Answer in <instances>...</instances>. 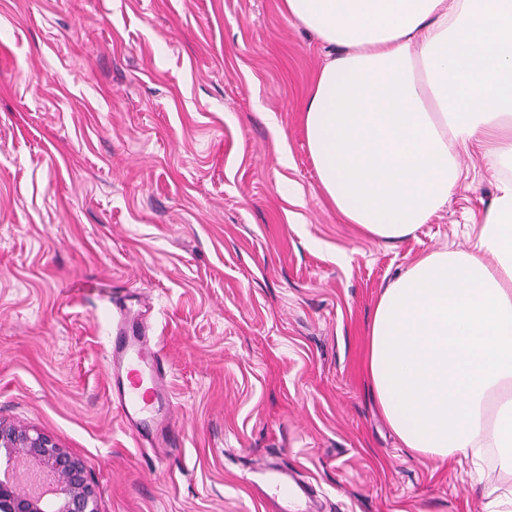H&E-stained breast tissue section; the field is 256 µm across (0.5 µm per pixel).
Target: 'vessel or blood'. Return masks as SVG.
Wrapping results in <instances>:
<instances>
[{
  "mask_svg": "<svg viewBox=\"0 0 512 512\" xmlns=\"http://www.w3.org/2000/svg\"><path fill=\"white\" fill-rule=\"evenodd\" d=\"M113 402L123 418L136 427L165 428L163 410L169 406L168 367L136 326L119 321L112 341ZM288 471L268 467L267 490L280 501L288 499Z\"/></svg>",
  "mask_w": 512,
  "mask_h": 512,
  "instance_id": "vessel-or-blood-1",
  "label": "vessel or blood"
}]
</instances>
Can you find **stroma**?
<instances>
[{
    "instance_id": "obj_1",
    "label": "stroma",
    "mask_w": 512,
    "mask_h": 512,
    "mask_svg": "<svg viewBox=\"0 0 512 512\" xmlns=\"http://www.w3.org/2000/svg\"><path fill=\"white\" fill-rule=\"evenodd\" d=\"M328 49L283 0H0V419L82 457L100 512H488L483 474L404 448L366 384L375 301L466 247L496 191L479 153L402 241L358 234L301 106ZM149 305L169 447L112 404L113 295ZM266 471L265 485L268 491L277 497L285 506L281 512H288V485H293L287 470L277 469L274 465L261 469ZM294 489L295 486L293 485Z\"/></svg>"
}]
</instances>
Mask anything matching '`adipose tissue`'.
I'll return each mask as SVG.
<instances>
[{"label": "adipose tissue", "mask_w": 512, "mask_h": 512, "mask_svg": "<svg viewBox=\"0 0 512 512\" xmlns=\"http://www.w3.org/2000/svg\"><path fill=\"white\" fill-rule=\"evenodd\" d=\"M330 52L302 108L329 203L381 243L447 205L479 151L496 193L467 248L419 257L379 295L365 364L404 446L500 451L512 512V0H283ZM495 264H488L487 256Z\"/></svg>", "instance_id": "1"}]
</instances>
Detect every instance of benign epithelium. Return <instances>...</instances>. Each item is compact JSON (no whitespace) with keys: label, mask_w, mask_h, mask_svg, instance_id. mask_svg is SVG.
<instances>
[{"label":"benign epithelium","mask_w":512,"mask_h":512,"mask_svg":"<svg viewBox=\"0 0 512 512\" xmlns=\"http://www.w3.org/2000/svg\"><path fill=\"white\" fill-rule=\"evenodd\" d=\"M21 454L50 478L47 492L35 494L11 480ZM0 512H99L96 487L85 461L50 435L0 420Z\"/></svg>","instance_id":"1"}]
</instances>
